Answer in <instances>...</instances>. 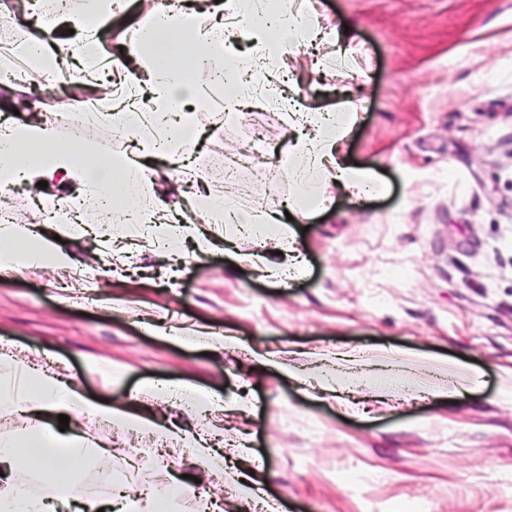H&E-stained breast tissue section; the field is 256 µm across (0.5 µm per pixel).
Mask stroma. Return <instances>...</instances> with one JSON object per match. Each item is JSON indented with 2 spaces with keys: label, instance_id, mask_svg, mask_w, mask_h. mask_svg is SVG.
<instances>
[{
  "label": "stroma",
  "instance_id": "stroma-1",
  "mask_svg": "<svg viewBox=\"0 0 512 512\" xmlns=\"http://www.w3.org/2000/svg\"><path fill=\"white\" fill-rule=\"evenodd\" d=\"M0 28L35 37L36 0H10ZM301 15L340 26L338 42L303 44L282 72L288 95L358 119L344 141L349 163L381 173L384 196L339 193L332 207L288 222L306 260L302 277L280 283L240 254L274 249L233 224L201 228L169 251L151 236L118 240L124 270L104 278L97 236L67 239L92 290L50 269L0 275V336L40 367L67 366L85 393L124 404L156 378L223 397L224 460L281 512H512V0H296ZM148 40L140 0L100 30ZM18 79L0 78V99L36 106L0 116L26 123L58 116L63 103H91L92 87L69 79L46 86L23 55ZM191 81L212 102L222 91L207 73ZM209 107L196 111L190 164L152 162L157 191L181 197L206 183L242 211L284 209L294 191L282 170L291 134L282 111L247 104L249 125ZM63 139L106 158L125 149L108 124L59 127ZM228 183L208 162L238 164ZM275 174L256 183L255 167ZM161 332H146V323ZM198 326L231 336L240 352H209L167 338ZM287 353L307 376L327 374L337 389L299 384L250 362L246 348ZM361 350L353 361L343 353ZM446 360L445 368L423 355ZM478 371L481 384L451 399H422L448 382L450 363ZM120 379L103 375V367ZM137 407L162 422L206 433L209 416L164 396ZM111 443L112 467L89 465L84 488L121 485L135 494L137 463L164 455L185 491L223 512L255 505L197 466L185 449H158L147 435L94 431Z\"/></svg>",
  "mask_w": 512,
  "mask_h": 512
}]
</instances>
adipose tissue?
Segmentation results:
<instances>
[{
	"label": "adipose tissue",
	"mask_w": 512,
	"mask_h": 512,
	"mask_svg": "<svg viewBox=\"0 0 512 512\" xmlns=\"http://www.w3.org/2000/svg\"><path fill=\"white\" fill-rule=\"evenodd\" d=\"M123 5L124 0H69L66 16L84 34V54L93 56L102 50L93 19L115 14ZM216 8L233 14L235 23L219 30L212 26L210 15L157 0L149 42H128L111 53L108 63L117 69L141 55L152 63L146 85L148 112L108 108L123 139L134 142L132 152L103 160L89 149L60 140L54 126L45 121L7 125L0 128V179L32 185L47 182L57 199L65 198L71 184H80L75 222L67 227L73 236L85 234L89 225L115 221L163 224L175 241L194 237L195 225L170 222L174 206L155 192L149 165L153 158L179 164L192 151L195 114L183 109L182 102L204 99L205 92L191 83L183 58L192 57L195 67L206 71L213 83L230 86L243 80L233 51L236 41L246 39L257 48L254 73L265 79L280 58L322 32L317 22H303L292 11L290 0H218ZM279 106L294 133L286 159L288 177L295 186L294 205L307 211L323 207L331 201L334 188L355 196L380 191L373 172L346 162L342 143L353 127L346 113L304 109L284 97ZM196 204L206 224L235 223L258 229L280 221L278 212L246 213L210 193L199 195ZM75 265L68 250L34 225H0V274L45 266L70 270ZM145 390L203 409L212 419L208 435L159 422L131 402L103 403L86 395L72 375L39 370L26 363L12 344L0 342V401L22 418L17 432L0 435V512H54L56 504L74 500L79 503L77 512H99L111 505V498L73 490L74 478L87 461L111 469V449L88 434L60 431L62 414L74 421L104 422L119 431L144 432L160 441L179 443L197 464L223 472L224 455L212 446L224 435L223 398L165 378L151 381ZM36 478L44 479L49 496L25 493V486Z\"/></svg>",
	"instance_id": "adipose-tissue-1"
}]
</instances>
